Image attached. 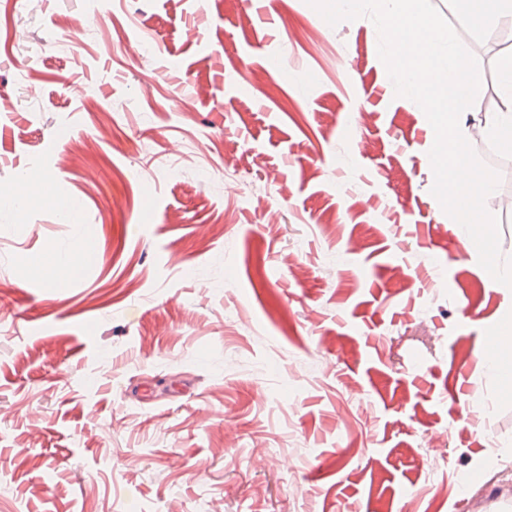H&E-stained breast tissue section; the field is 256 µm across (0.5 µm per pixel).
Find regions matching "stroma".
<instances>
[{"label":"stroma","instance_id":"stroma-1","mask_svg":"<svg viewBox=\"0 0 512 512\" xmlns=\"http://www.w3.org/2000/svg\"><path fill=\"white\" fill-rule=\"evenodd\" d=\"M378 42L306 0H0V512L512 499L483 367L512 289L431 194ZM479 66L467 126L501 104Z\"/></svg>","mask_w":512,"mask_h":512}]
</instances>
